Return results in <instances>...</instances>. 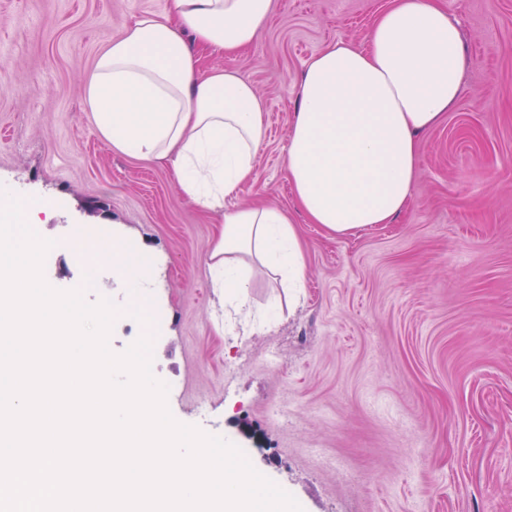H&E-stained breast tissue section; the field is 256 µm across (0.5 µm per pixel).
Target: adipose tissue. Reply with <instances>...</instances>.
Segmentation results:
<instances>
[{
    "label": "adipose tissue",
    "instance_id": "obj_1",
    "mask_svg": "<svg viewBox=\"0 0 512 512\" xmlns=\"http://www.w3.org/2000/svg\"><path fill=\"white\" fill-rule=\"evenodd\" d=\"M273 0H172L103 45L82 80L85 109L116 151L168 166L197 206L223 208L254 176L265 135L262 97L232 71H202L206 52L254 43ZM464 55L457 22L435 0H390L364 45L339 41L307 64L287 155L288 179L310 223L347 237L389 224L411 203L420 133L457 104ZM78 263L112 266L135 293L153 270L121 242L74 248ZM210 272L237 309L247 305L251 265L291 294L306 263L287 214L266 206L225 210Z\"/></svg>",
    "mask_w": 512,
    "mask_h": 512
}]
</instances>
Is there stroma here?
<instances>
[{"instance_id": "35a3bbf8", "label": "stroma", "mask_w": 512, "mask_h": 512, "mask_svg": "<svg viewBox=\"0 0 512 512\" xmlns=\"http://www.w3.org/2000/svg\"><path fill=\"white\" fill-rule=\"evenodd\" d=\"M463 32V95L419 139L412 201L393 223L331 237L307 223L286 155L298 84L329 44H363L390 0H274L247 49L204 68L258 88L267 132L231 210L279 208L306 261L300 302L255 268L262 328L218 323L208 267L221 212L183 197L168 167L112 149L81 80L103 44L171 0H0V189L53 200L35 232L44 277L119 309L123 352L154 337L174 419L243 450L303 512H512V0H438ZM152 265L149 311L108 265L68 252L93 225Z\"/></svg>"}]
</instances>
